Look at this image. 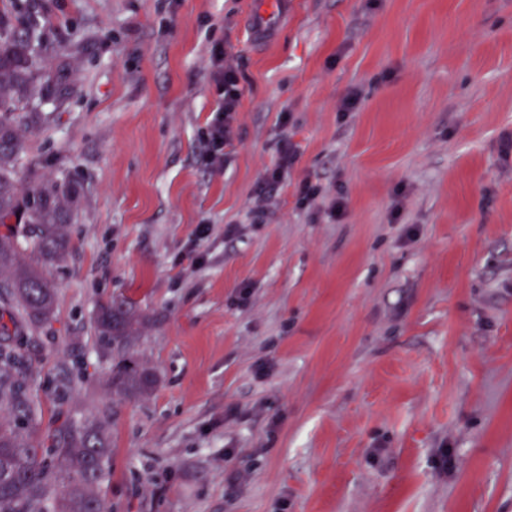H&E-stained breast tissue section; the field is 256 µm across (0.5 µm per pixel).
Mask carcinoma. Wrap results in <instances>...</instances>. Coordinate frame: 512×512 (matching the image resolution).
Masks as SVG:
<instances>
[{"mask_svg": "<svg viewBox=\"0 0 512 512\" xmlns=\"http://www.w3.org/2000/svg\"><path fill=\"white\" fill-rule=\"evenodd\" d=\"M40 45L25 24L0 9V224L21 225L0 235V337L20 319L41 323L54 310L56 286L45 267L64 259L68 242L62 232L65 203L74 197L70 185L47 186L33 180L18 192L14 168L25 152L21 127L38 118L40 98L63 97L68 89L40 73ZM25 247L36 256L34 264L20 265L17 252ZM132 306L110 303L96 318L99 335L114 345L127 343L143 324ZM18 355L0 342V406L14 409L20 418L32 419L35 408L12 372ZM157 382L156 376L124 360L112 369V391L126 397L142 396ZM105 422L70 423L49 435L71 477L55 487L41 443L33 442L18 425L0 423V512H106L93 488L104 472L107 448L102 434Z\"/></svg>", "mask_w": 512, "mask_h": 512, "instance_id": "obj_1", "label": "carcinoma"}]
</instances>
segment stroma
I'll return each mask as SVG.
<instances>
[{
  "instance_id": "1",
  "label": "stroma",
  "mask_w": 512,
  "mask_h": 512,
  "mask_svg": "<svg viewBox=\"0 0 512 512\" xmlns=\"http://www.w3.org/2000/svg\"><path fill=\"white\" fill-rule=\"evenodd\" d=\"M6 4L73 89L19 181L75 190L13 372L35 437L108 421V512H512V0H287L265 38L259 0ZM216 42L243 89L218 173ZM121 300L144 324L117 348ZM122 357L149 394L112 392ZM298 153L293 144L288 139H283L279 150V160L277 164L266 174V182L270 186L278 184L289 167L297 160ZM143 316L132 306L124 303H110L100 308L96 318V328L100 336L112 345H124L143 324Z\"/></svg>"
}]
</instances>
